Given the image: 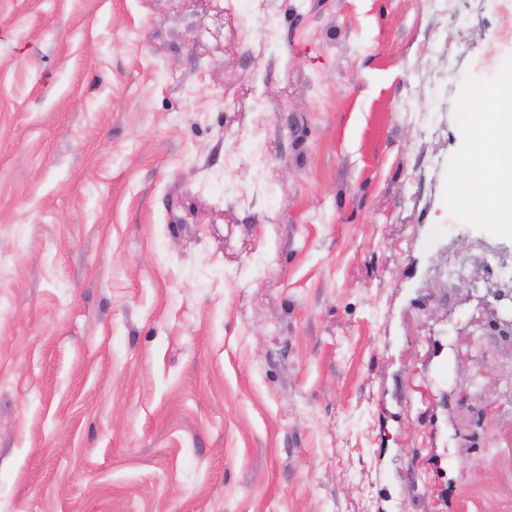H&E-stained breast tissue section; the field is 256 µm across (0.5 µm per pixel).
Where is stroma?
<instances>
[{"instance_id": "obj_1", "label": "stroma", "mask_w": 512, "mask_h": 512, "mask_svg": "<svg viewBox=\"0 0 512 512\" xmlns=\"http://www.w3.org/2000/svg\"><path fill=\"white\" fill-rule=\"evenodd\" d=\"M263 8L0 0V512H512V0ZM493 103L472 132L475 150L462 161L467 173L464 196L467 209L481 217L509 226L512 223V193L495 191L499 183L512 184V78L485 95Z\"/></svg>"}]
</instances>
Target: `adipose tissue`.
Masks as SVG:
<instances>
[{"instance_id":"ef3b65f1","label":"adipose tissue","mask_w":512,"mask_h":512,"mask_svg":"<svg viewBox=\"0 0 512 512\" xmlns=\"http://www.w3.org/2000/svg\"><path fill=\"white\" fill-rule=\"evenodd\" d=\"M493 104L472 132L475 150L462 161L467 173V209L503 225L512 224V193L501 194L495 187L512 184V79L488 93Z\"/></svg>"}]
</instances>
